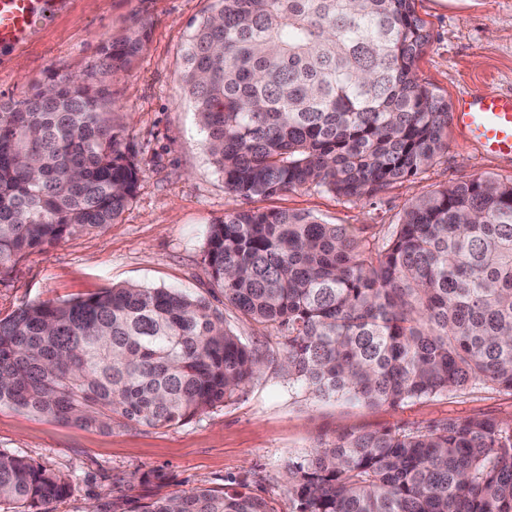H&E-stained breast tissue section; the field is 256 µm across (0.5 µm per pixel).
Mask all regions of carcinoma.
Masks as SVG:
<instances>
[{
    "mask_svg": "<svg viewBox=\"0 0 512 512\" xmlns=\"http://www.w3.org/2000/svg\"><path fill=\"white\" fill-rule=\"evenodd\" d=\"M416 0H216L183 83L224 193L249 201L324 187L363 200L446 148L448 102L417 76L430 42ZM141 28L104 45L115 73ZM140 168L120 148L95 75L0 104V265L112 224ZM224 301L284 333L279 365L319 399L396 408L481 384L512 393V181L445 185L366 250L343 224L235 208L209 226ZM263 362L206 299L117 285L0 318V407L109 431L183 424L221 407ZM298 512H512V427L484 416L350 433L288 462ZM72 476L0 452V512H48ZM90 512H274L197 488Z\"/></svg>",
    "mask_w": 512,
    "mask_h": 512,
    "instance_id": "cac0c4a2",
    "label": "carcinoma"
}]
</instances>
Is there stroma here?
Listing matches in <instances>:
<instances>
[{"label": "stroma", "mask_w": 512, "mask_h": 512, "mask_svg": "<svg viewBox=\"0 0 512 512\" xmlns=\"http://www.w3.org/2000/svg\"><path fill=\"white\" fill-rule=\"evenodd\" d=\"M214 5L215 0H69L26 45L0 50V103H16L54 81L98 70L110 38L140 23L148 32L138 58L104 80L122 128V149L141 166L134 198L116 223L0 267V317L29 302L84 297L120 284L172 288L222 309L226 325L259 355L281 354L280 333L225 304L204 260L208 227L233 201L204 149L205 134L182 75L192 29ZM416 11L431 34L418 75L448 104L484 88L512 94V0H416ZM484 175L512 179V158L484 156L452 128L447 150L432 166L370 199L354 201L311 186L257 197L248 206L346 225L375 250L388 241L410 202ZM477 414L512 424V394L476 385L397 408H365L315 398L271 365L234 400L182 425L119 419L107 432L4 407L0 451L72 475L70 496L52 504V512H88L95 498L139 495L140 476L155 473L164 476L162 495L241 482L275 512H296L287 464L321 443L360 430L423 428Z\"/></svg>", "instance_id": "35a3bbf8"}]
</instances>
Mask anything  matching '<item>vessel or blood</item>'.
<instances>
[{
  "label": "vessel or blood",
  "instance_id": "1",
  "mask_svg": "<svg viewBox=\"0 0 512 512\" xmlns=\"http://www.w3.org/2000/svg\"><path fill=\"white\" fill-rule=\"evenodd\" d=\"M67 0H0V49L24 45ZM451 121L483 154L512 158V94L481 90L458 100Z\"/></svg>",
  "mask_w": 512,
  "mask_h": 512
}]
</instances>
